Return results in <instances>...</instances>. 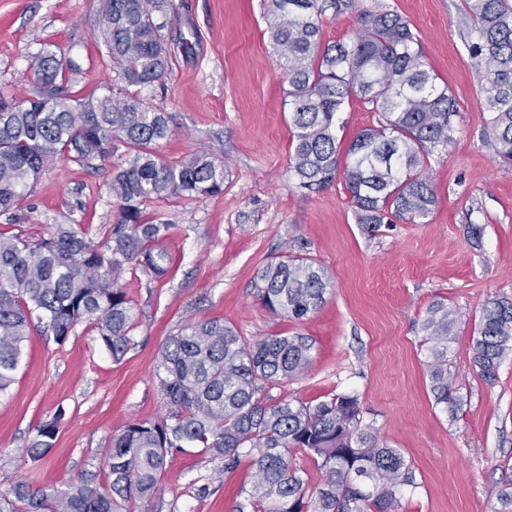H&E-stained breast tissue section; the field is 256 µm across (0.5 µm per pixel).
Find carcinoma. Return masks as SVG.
Returning <instances> with one entry per match:
<instances>
[{
  "instance_id": "cac0c4a2",
  "label": "carcinoma",
  "mask_w": 512,
  "mask_h": 512,
  "mask_svg": "<svg viewBox=\"0 0 512 512\" xmlns=\"http://www.w3.org/2000/svg\"><path fill=\"white\" fill-rule=\"evenodd\" d=\"M357 14L346 40L322 41L323 17ZM470 22L471 65L480 76L483 135L495 160L512 165V0H463ZM172 0H100L99 29L124 88L80 99L71 91L77 65L48 50L34 56L33 105L0 91V214L11 210L43 168L65 158L106 165L115 142L127 157L112 171L118 219L95 240L57 224L34 240L0 230V391L14 380L32 321L64 342L81 322L97 329L114 360L132 344L135 306L120 283L126 266L154 280L170 271L165 248L172 225L156 223L147 205L168 197L197 199L224 190L226 160L192 155L173 164L156 145L170 131L168 113L146 106L130 91L160 81L170 46L164 33ZM267 33L288 82L295 129L290 172L313 192L341 179L360 224L396 220L424 224L436 202L425 175L429 157L454 141L458 101L437 83L413 25L397 11L365 0H267ZM356 97L379 114L347 149L336 137L337 115ZM328 269L308 257L268 263L255 283L273 314L306 320L325 300ZM456 311L435 301L420 329L430 362L435 403L460 406L448 378V342ZM314 343L301 333L249 340L214 319L187 323L160 348L155 378L168 406L157 421L131 420L112 435L107 480L87 473L60 487L16 483L0 494V512H149L171 458L188 448L224 470L251 457L256 479L239 492L233 512H398L400 493L415 473L397 448L362 424L357 397L334 394L316 403L272 401L270 391L301 376ZM512 352V299L485 302L471 339L473 366L493 380ZM60 412L36 428L27 454H49ZM304 453L326 473L310 485L296 463Z\"/></svg>"
}]
</instances>
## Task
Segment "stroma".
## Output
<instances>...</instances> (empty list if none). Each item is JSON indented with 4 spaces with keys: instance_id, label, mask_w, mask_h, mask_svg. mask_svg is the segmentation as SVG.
<instances>
[{
    "instance_id": "stroma-1",
    "label": "stroma",
    "mask_w": 512,
    "mask_h": 512,
    "mask_svg": "<svg viewBox=\"0 0 512 512\" xmlns=\"http://www.w3.org/2000/svg\"><path fill=\"white\" fill-rule=\"evenodd\" d=\"M173 2L170 68L138 95L173 117L157 148L165 161L223 151L224 191L148 205L156 222L171 227L170 272L161 281L139 270L121 274L139 314L123 359L113 360L86 323L62 344L31 330L14 380L0 392V493L19 481L44 488L91 472L105 476L113 433L167 412L154 376L166 337L189 321L216 318L251 340L297 332L313 340L307 372L273 396H357L364 423L415 472L400 512H493L499 490L512 481V353L488 382L474 369L469 344L485 301L512 297V167L495 163L482 138L462 0H382L414 25L459 113L452 147L435 152L427 166L436 203L426 223L374 229L357 223L342 183L310 192L289 170L288 84L266 34L265 0ZM99 6L0 0V90L30 95V61L44 49L77 64V97L120 86L101 44ZM181 36L192 51L177 45ZM110 181L108 169L67 159L44 168L15 210L19 230L36 238L52 225L74 224L101 236L118 218ZM287 254L314 258L333 282L322 307L300 324L268 312L254 292L266 263ZM437 300L458 313L448 374L462 406L453 416L430 392L420 330ZM60 410L52 452L30 460L25 448L36 426ZM253 481L249 457L228 472L223 461L190 448L172 458L152 512H231Z\"/></svg>"
}]
</instances>
